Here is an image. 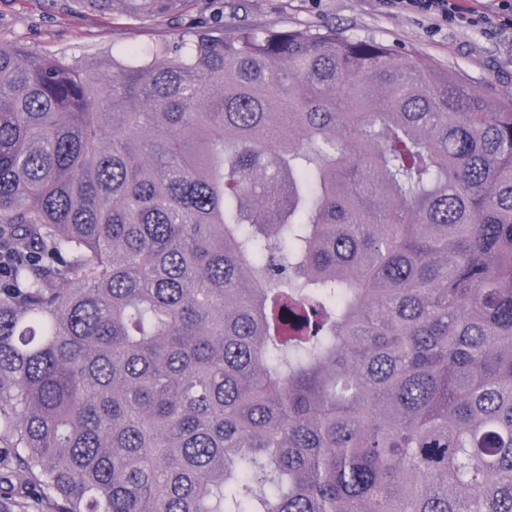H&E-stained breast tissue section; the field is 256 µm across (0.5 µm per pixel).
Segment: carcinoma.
I'll list each match as a JSON object with an SVG mask.
<instances>
[{
  "label": "carcinoma",
  "mask_w": 512,
  "mask_h": 512,
  "mask_svg": "<svg viewBox=\"0 0 512 512\" xmlns=\"http://www.w3.org/2000/svg\"><path fill=\"white\" fill-rule=\"evenodd\" d=\"M211 7L0 44V512H512V99ZM209 6L208 0H194L182 15L153 22L84 12L72 0H0V43L21 42L42 55L120 57L130 47L147 48L185 34L193 21L209 14Z\"/></svg>",
  "instance_id": "obj_1"
}]
</instances>
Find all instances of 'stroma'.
Listing matches in <instances>:
<instances>
[{
    "mask_svg": "<svg viewBox=\"0 0 512 512\" xmlns=\"http://www.w3.org/2000/svg\"><path fill=\"white\" fill-rule=\"evenodd\" d=\"M237 2L224 0L225 30L252 24L317 33L333 27L352 39L420 53L438 68L489 87L495 97L512 96V27L491 0H459L461 14L450 23L397 8L390 0H245L242 9ZM208 13L209 0H192L185 13L161 22L86 12L73 0H0V43L20 42L42 55L119 57L130 47L147 48L185 34Z\"/></svg>",
    "mask_w": 512,
    "mask_h": 512,
    "instance_id": "stroma-1",
    "label": "stroma"
}]
</instances>
